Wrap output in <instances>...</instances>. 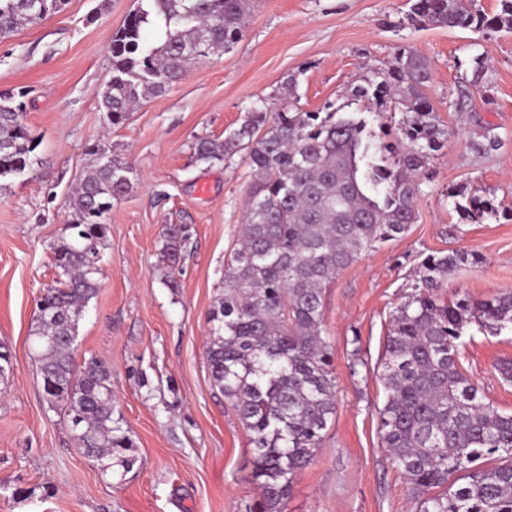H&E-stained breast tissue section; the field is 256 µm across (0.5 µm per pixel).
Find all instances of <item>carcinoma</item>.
Here are the masks:
<instances>
[{
	"mask_svg": "<svg viewBox=\"0 0 512 512\" xmlns=\"http://www.w3.org/2000/svg\"><path fill=\"white\" fill-rule=\"evenodd\" d=\"M0 0V37L36 25L65 0ZM250 0H140L109 45L111 77L96 92L106 124L123 123L131 106L160 95L188 66L233 49L242 36ZM160 39H142L150 18ZM414 25L512 29V0L493 18L469 0H413ZM427 60L400 47L381 80L352 96L369 112L412 114L393 141L376 144L355 112H301L284 101L259 100L241 126L222 141L201 138L199 162L221 163L240 150L255 178L246 203L243 241L224 271V292L209 312L207 362L213 386L224 394L250 433L252 478L259 495L251 512H283L298 472L308 466L322 431L336 412L329 344L322 337L323 289L336 272L376 242L404 234L415 223L429 156L454 132L442 124L426 94ZM0 95V179L22 176L38 164L36 138L24 122L26 104ZM394 155V166L378 154ZM90 167L70 201L72 230L53 247L59 270L41 291L33 330L45 398L89 460L124 470L133 442L112 411V367L90 357L78 366L70 328L98 288L100 251L112 201L135 181L131 169L101 142L89 149ZM464 220L495 217L491 200H453ZM186 226L170 224L160 255L167 285L177 287ZM479 259L466 252L429 254L421 262L422 290L395 308L384 343L378 409L382 447L420 499V512H512V415L478 396L459 369L458 340L469 324L497 335L512 329V292L487 299L440 302L433 290L452 272ZM487 455L496 466L475 468Z\"/></svg>",
	"mask_w": 512,
	"mask_h": 512,
	"instance_id": "obj_1",
	"label": "carcinoma"
}]
</instances>
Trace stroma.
<instances>
[{"mask_svg":"<svg viewBox=\"0 0 512 512\" xmlns=\"http://www.w3.org/2000/svg\"><path fill=\"white\" fill-rule=\"evenodd\" d=\"M135 6L67 0L61 12L0 41V94L27 90L24 121L39 139L34 171L0 179V344L12 353L0 378V512H249L253 446L211 383L206 346L251 180L244 153L210 167L196 161L195 144L233 133L257 99L279 104L290 79L300 111L329 104L366 112L352 88L376 78L402 46L428 61L427 94L456 136L426 163L415 223L362 252L324 291L336 414L284 512H418L380 443V359L391 314L415 293L425 256L458 250L479 258L437 288L442 300L512 291V29L414 25L409 0H252L230 52L195 64L109 127L95 93L110 78L112 35ZM480 53L487 69L473 86L469 59ZM366 114L379 141L407 120L400 111ZM487 130L499 148L473 152L470 142ZM98 140L138 175L112 204L100 287L74 351L76 361L95 356L112 367L115 413L137 461L111 474L86 459L49 409L30 339L36 299L56 277L53 246L70 233L69 196ZM460 190L493 200L498 216L460 219L452 204ZM170 224L190 233L173 288L160 261ZM459 350L484 402L512 414V382L497 370L512 361V331L468 326Z\"/></svg>","mask_w":512,"mask_h":512,"instance_id":"obj_1","label":"stroma"}]
</instances>
